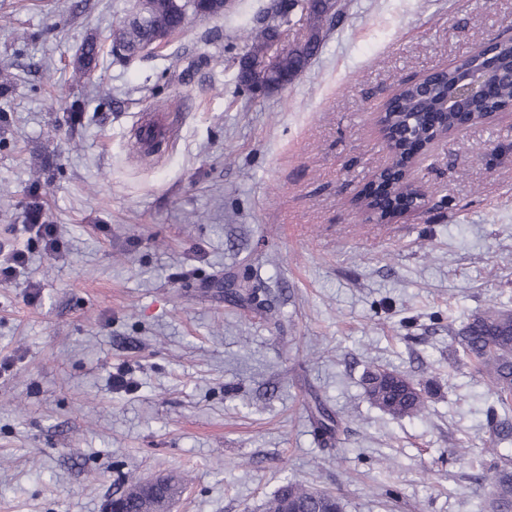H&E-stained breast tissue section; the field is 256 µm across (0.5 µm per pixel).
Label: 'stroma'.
Here are the masks:
<instances>
[{
	"mask_svg": "<svg viewBox=\"0 0 512 512\" xmlns=\"http://www.w3.org/2000/svg\"><path fill=\"white\" fill-rule=\"evenodd\" d=\"M136 2L0 0V246L29 252L0 283V512H104L131 472L187 476L173 512H265L288 479L344 512H491L472 459L512 464V439L453 337L512 309V111L420 155L418 211L378 221L363 200L384 102L511 27L512 0H346L264 96L236 62L269 0L126 61L112 40ZM89 38L103 55L77 82ZM155 113L170 134L149 154L135 130ZM35 202L56 253L23 228ZM375 367L430 387L427 412L372 406Z\"/></svg>",
	"mask_w": 512,
	"mask_h": 512,
	"instance_id": "stroma-1",
	"label": "stroma"
}]
</instances>
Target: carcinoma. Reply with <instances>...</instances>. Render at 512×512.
Here are the masks:
<instances>
[{
	"label": "carcinoma",
	"mask_w": 512,
	"mask_h": 512,
	"mask_svg": "<svg viewBox=\"0 0 512 512\" xmlns=\"http://www.w3.org/2000/svg\"><path fill=\"white\" fill-rule=\"evenodd\" d=\"M282 0H272L254 25L242 29L244 53L238 64L261 62L269 41L285 22ZM139 9L120 28L118 56H129L146 40H163L183 30L187 18L206 19L224 13L226 0H139ZM344 5L336 4V15L328 20L318 0L308 4L305 19L306 35L282 51L272 70H248L238 73L239 85L249 92L262 85L268 89H284L302 73L318 54L326 33L340 23ZM100 49L94 39L86 40L74 67V76L83 78L98 65ZM461 77L457 66H450L430 76L426 85H404L384 108V120L400 130V137L390 147L383 175L397 174L386 191L388 203H410L405 168L418 144L430 142L431 115L441 112L448 96V87ZM512 103V84H501L493 95L470 104L474 123H482L492 112H500ZM463 352L488 378V386L496 398L491 408L496 422V435L502 440L512 437V310L492 307L473 316L455 336ZM364 392L370 404L393 417H416L427 409L428 390L418 386L408 375L398 371L375 369L364 377ZM479 480L489 486L488 495L496 512L512 505V470L508 465L490 468ZM180 485L178 478L166 477L161 485L147 488L142 481L130 477L122 495L124 512H156L162 507L165 494ZM291 502L301 512H344L342 499L327 491H312L301 484L284 481L266 504V512H279Z\"/></svg>",
	"instance_id": "carcinoma-1"
}]
</instances>
